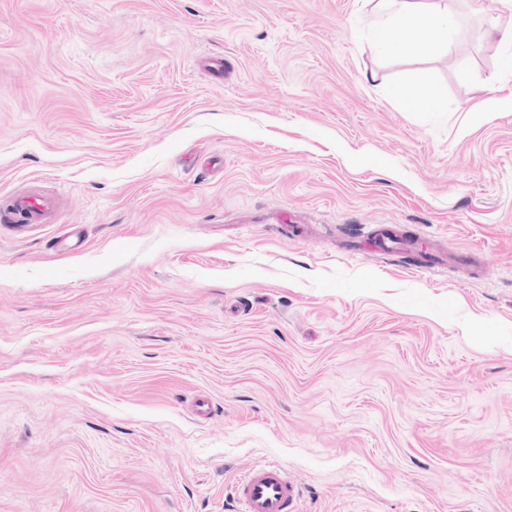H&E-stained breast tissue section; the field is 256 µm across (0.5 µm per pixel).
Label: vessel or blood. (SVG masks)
<instances>
[{"label":"vessel or blood","instance_id":"b4317fda","mask_svg":"<svg viewBox=\"0 0 512 512\" xmlns=\"http://www.w3.org/2000/svg\"><path fill=\"white\" fill-rule=\"evenodd\" d=\"M55 210L51 198L31 194L14 200L9 208L11 218L32 224L49 220ZM411 239L390 227L372 229L364 234L361 249L396 254L407 251ZM233 498L241 512H296L300 490L285 466L260 463L249 468L233 486Z\"/></svg>","mask_w":512,"mask_h":512}]
</instances>
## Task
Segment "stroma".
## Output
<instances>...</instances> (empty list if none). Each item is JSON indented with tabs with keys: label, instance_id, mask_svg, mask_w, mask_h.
<instances>
[{
	"label": "stroma",
	"instance_id": "35a3bbf8",
	"mask_svg": "<svg viewBox=\"0 0 512 512\" xmlns=\"http://www.w3.org/2000/svg\"><path fill=\"white\" fill-rule=\"evenodd\" d=\"M457 9L417 56L366 0H0V212L57 202L0 220V512H227L260 462L512 512V5ZM376 224L456 266L343 250ZM55 210L54 201L39 194H31L14 200L9 208L11 219H19L29 224H43Z\"/></svg>",
	"mask_w": 512,
	"mask_h": 512
}]
</instances>
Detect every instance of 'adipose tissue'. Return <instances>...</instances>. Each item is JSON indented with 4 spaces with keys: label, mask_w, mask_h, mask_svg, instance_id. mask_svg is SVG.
<instances>
[{
    "label": "adipose tissue",
    "mask_w": 512,
    "mask_h": 512,
    "mask_svg": "<svg viewBox=\"0 0 512 512\" xmlns=\"http://www.w3.org/2000/svg\"><path fill=\"white\" fill-rule=\"evenodd\" d=\"M375 9L395 21L392 32L379 42L381 51L418 54L448 50V24L455 14L450 2L431 11L423 0H377Z\"/></svg>",
    "instance_id": "obj_1"
}]
</instances>
